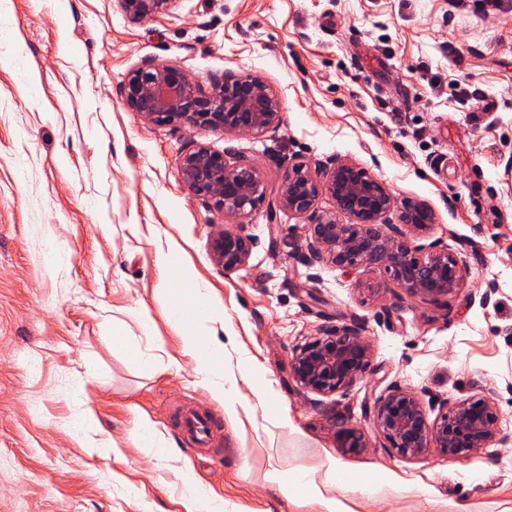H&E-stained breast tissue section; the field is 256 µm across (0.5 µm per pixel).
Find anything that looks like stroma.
<instances>
[{
    "mask_svg": "<svg viewBox=\"0 0 512 512\" xmlns=\"http://www.w3.org/2000/svg\"><path fill=\"white\" fill-rule=\"evenodd\" d=\"M172 62L203 91L226 73L261 75L282 102L277 129L251 135L146 123L120 85ZM196 143L249 156L266 202L257 239L224 274L209 243L222 213L191 198L178 159ZM354 161L398 200L426 202L420 233L468 267L441 305L301 258L308 219L271 210L289 162ZM172 251L224 309L208 331L225 362L247 353L269 390L266 415L239 422L192 363L168 368L180 337L158 295ZM357 321L372 373L346 393L296 387L289 357L325 326ZM121 328L157 355L149 373L115 346ZM493 388L503 443L467 460L400 457L379 438L343 452L329 421L358 426L390 387L426 409ZM287 410V424L278 413ZM211 421L198 447L176 411ZM93 412L113 448L75 428ZM148 416L179 448L157 460L133 437ZM376 471L397 491L349 496L346 512H512V0H179L130 19L117 0H8L0 10V512H183L173 471L189 467L227 512H312L274 493L268 471L322 477L328 458Z\"/></svg>",
    "mask_w": 512,
    "mask_h": 512,
    "instance_id": "stroma-1",
    "label": "stroma"
}]
</instances>
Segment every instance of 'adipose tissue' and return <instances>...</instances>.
Returning a JSON list of instances; mask_svg holds the SVG:
<instances>
[{"instance_id": "ef3b65f1", "label": "adipose tissue", "mask_w": 512, "mask_h": 512, "mask_svg": "<svg viewBox=\"0 0 512 512\" xmlns=\"http://www.w3.org/2000/svg\"><path fill=\"white\" fill-rule=\"evenodd\" d=\"M158 265L167 275L184 280L189 295L188 300L170 302L169 317L181 331V349L179 358L169 360V367H179L184 358L192 361L207 389L223 402L225 410L254 419L258 408L264 407L267 401L265 386L258 373L241 365L234 369L225 366L223 343L200 329L203 322L222 317L209 288L187 276L184 270L174 268L170 255H159ZM176 478L185 512H224L223 498L198 482L190 468L177 469ZM267 481L270 488L284 498L307 500L318 505L320 512H344L343 500L350 494L383 499L393 491L392 484L378 474L369 472L350 476L333 462L329 463L320 480L301 470L285 473L275 469L269 472Z\"/></svg>"}]
</instances>
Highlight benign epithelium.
I'll list each match as a JSON object with an SVG mask.
<instances>
[{"instance_id":"benign-epithelium-1","label":"benign epithelium","mask_w":512,"mask_h":512,"mask_svg":"<svg viewBox=\"0 0 512 512\" xmlns=\"http://www.w3.org/2000/svg\"><path fill=\"white\" fill-rule=\"evenodd\" d=\"M132 19L166 14L179 0H118ZM125 108L153 125L186 123L225 133H263L281 123L279 96L256 74L226 75L209 93L179 66L148 62L132 70L120 89ZM180 181L188 193L224 216L226 224L210 242L214 263L229 274L245 266L256 239L240 220L266 198L258 166L245 156L231 157L197 143L178 160ZM331 197L334 209L317 211L320 196ZM275 205L307 216L305 246L310 261L341 270L366 268L383 272L387 281L408 296L439 303L459 292L468 268L457 255L416 242L415 234L435 223L423 202L400 206L398 224L381 217L397 207L389 187L357 163L336 159L322 170L304 161L288 164ZM350 218L345 224L340 217ZM373 351L355 321L328 326L312 340L296 346L290 376L300 389L323 397L344 393L372 371ZM362 416L373 422L378 437L404 458L414 459L435 449L464 459L503 441L495 392L481 384L465 398L439 403L431 419L416 392L399 386L374 403L364 402ZM338 447L358 454L368 445L363 428L334 421Z\"/></svg>"}]
</instances>
